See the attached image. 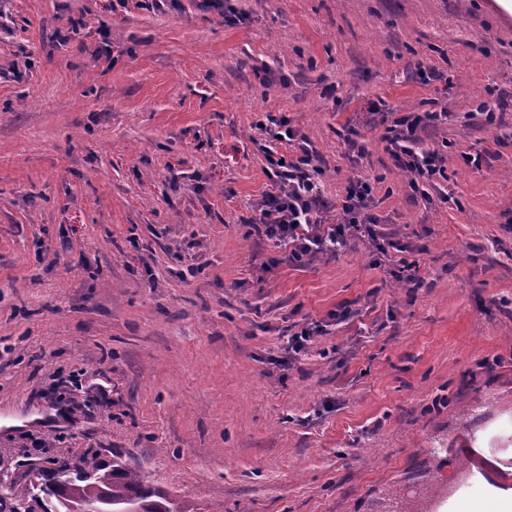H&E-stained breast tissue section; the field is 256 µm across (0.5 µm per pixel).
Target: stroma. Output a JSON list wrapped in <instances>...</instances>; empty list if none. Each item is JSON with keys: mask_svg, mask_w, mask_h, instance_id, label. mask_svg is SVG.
Masks as SVG:
<instances>
[{"mask_svg": "<svg viewBox=\"0 0 512 512\" xmlns=\"http://www.w3.org/2000/svg\"><path fill=\"white\" fill-rule=\"evenodd\" d=\"M0 0V478L119 453L191 512H487L464 433H512V15L495 0ZM500 107L494 125L477 109ZM447 111L412 190L372 110ZM378 258L255 235L267 113ZM418 286L392 278L400 259ZM324 324L287 365L288 338Z\"/></svg>", "mask_w": 512, "mask_h": 512, "instance_id": "obj_1", "label": "stroma"}]
</instances>
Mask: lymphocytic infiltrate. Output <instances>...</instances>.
<instances>
[{
    "label": "lymphocytic infiltrate",
    "mask_w": 512,
    "mask_h": 512,
    "mask_svg": "<svg viewBox=\"0 0 512 512\" xmlns=\"http://www.w3.org/2000/svg\"><path fill=\"white\" fill-rule=\"evenodd\" d=\"M441 118L438 112H408L383 129L386 149L395 166L410 174L411 187L444 173V156L425 146L421 137L424 128L437 125ZM264 130L270 139L263 151L271 184L254 206L255 231L286 248L285 259L291 263L336 257L354 238L378 245L383 234L371 212L374 197L370 182L352 181L340 213L332 214L320 169L305 138L283 114L267 115ZM277 142L293 147V157L281 159L273 148Z\"/></svg>",
    "instance_id": "obj_1"
}]
</instances>
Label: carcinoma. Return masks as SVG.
<instances>
[{"label":"carcinoma","instance_id":"1","mask_svg":"<svg viewBox=\"0 0 512 512\" xmlns=\"http://www.w3.org/2000/svg\"><path fill=\"white\" fill-rule=\"evenodd\" d=\"M36 492L55 500L54 507L44 512H71V506L81 503L110 507L112 512H187L120 455L112 456L110 462L90 452L74 460H58L45 475L43 487L29 494Z\"/></svg>","mask_w":512,"mask_h":512}]
</instances>
